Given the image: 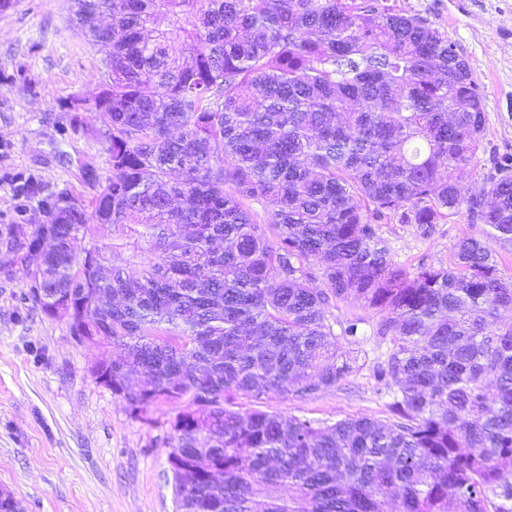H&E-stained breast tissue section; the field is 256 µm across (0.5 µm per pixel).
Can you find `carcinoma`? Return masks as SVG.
<instances>
[{
    "label": "carcinoma",
    "mask_w": 512,
    "mask_h": 512,
    "mask_svg": "<svg viewBox=\"0 0 512 512\" xmlns=\"http://www.w3.org/2000/svg\"><path fill=\"white\" fill-rule=\"evenodd\" d=\"M74 4L108 63L110 170L86 206L17 176L7 235L28 296L103 349L96 380L184 403L176 512H512V156L464 192L486 117L454 46L396 0ZM460 214L447 266L396 263L380 229ZM340 303L380 315L391 418L234 410L360 368L367 319Z\"/></svg>",
    "instance_id": "obj_1"
}]
</instances>
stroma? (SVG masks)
I'll list each match as a JSON object with an SVG mask.
<instances>
[{
	"label": "stroma",
	"instance_id": "35a3bbf8",
	"mask_svg": "<svg viewBox=\"0 0 512 512\" xmlns=\"http://www.w3.org/2000/svg\"><path fill=\"white\" fill-rule=\"evenodd\" d=\"M430 19L468 63L483 90L486 134L465 179L481 188L495 154H512V0H398ZM102 52L80 36L73 0H11L0 8V233L17 219L14 178L34 175L79 201L94 194L84 168L106 176L108 143L94 109ZM24 80H17V73ZM80 99L79 113L61 109ZM82 128L71 132L73 119ZM467 219L459 215L421 239L414 226L385 224L394 260L408 267L448 263ZM25 276L0 253V488L23 512H175L166 443L178 404L159 400L141 413L97 382L101 352L81 345L65 318L47 316L28 297ZM361 366L334 388L288 394L239 410L260 409L332 423L390 416L389 394L374 368L389 348L365 336Z\"/></svg>",
	"mask_w": 512,
	"mask_h": 512
}]
</instances>
